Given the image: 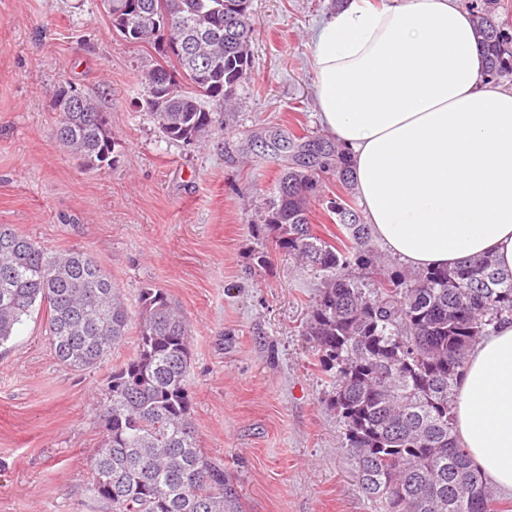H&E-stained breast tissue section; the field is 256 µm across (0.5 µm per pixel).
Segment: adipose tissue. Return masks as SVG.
<instances>
[{
	"label": "adipose tissue",
	"instance_id": "obj_1",
	"mask_svg": "<svg viewBox=\"0 0 512 512\" xmlns=\"http://www.w3.org/2000/svg\"><path fill=\"white\" fill-rule=\"evenodd\" d=\"M318 119L348 153L374 239L414 270H512V90L488 81L459 0H339L310 38ZM455 430L512 492V323L470 351Z\"/></svg>",
	"mask_w": 512,
	"mask_h": 512
}]
</instances>
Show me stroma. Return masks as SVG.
<instances>
[{
	"instance_id": "1",
	"label": "stroma",
	"mask_w": 512,
	"mask_h": 512,
	"mask_svg": "<svg viewBox=\"0 0 512 512\" xmlns=\"http://www.w3.org/2000/svg\"><path fill=\"white\" fill-rule=\"evenodd\" d=\"M330 0H252L251 65L202 141L164 139L144 106L153 47L112 32L100 0H0V225L54 252H87L130 311L145 289L181 312L202 452L243 512H374L303 334L322 278L264 222L282 170L325 139L308 36ZM89 92L121 151L85 170L56 138L58 85ZM266 263H259V256ZM34 311L0 347V512H105L87 458L127 336L96 368L62 367Z\"/></svg>"
}]
</instances>
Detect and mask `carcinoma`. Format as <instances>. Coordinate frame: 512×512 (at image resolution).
I'll list each match as a JSON object with an SVG mask.
<instances>
[{
  "mask_svg": "<svg viewBox=\"0 0 512 512\" xmlns=\"http://www.w3.org/2000/svg\"><path fill=\"white\" fill-rule=\"evenodd\" d=\"M499 0L470 9L486 58V77L512 75V33L497 19ZM112 30L129 44L162 45L142 73L144 100L159 132L199 141L217 109L235 103L250 62L246 0H103ZM193 51L174 50L175 40ZM70 83L55 93V137L89 169L109 165L120 144L94 122L100 110ZM332 170L353 189L344 152L327 147L284 169L265 222L276 245L322 277L304 326L333 380L329 407L344 426L362 493L377 512H512V504L474 466L455 434V387L468 353L491 328L512 321V271L490 256L457 266L384 276L371 227L350 201L331 198L336 242L315 234L310 214L318 173ZM378 280L371 291L352 274ZM60 364L85 371L104 361L132 324L121 292L88 253H56L0 225V346L41 307ZM133 355L112 370L99 417L102 444L88 457V498L107 512H242L231 474L197 443L188 391L190 342L165 293L147 289L137 313Z\"/></svg>",
  "mask_w": 512,
  "mask_h": 512,
  "instance_id": "carcinoma-1",
  "label": "carcinoma"
}]
</instances>
